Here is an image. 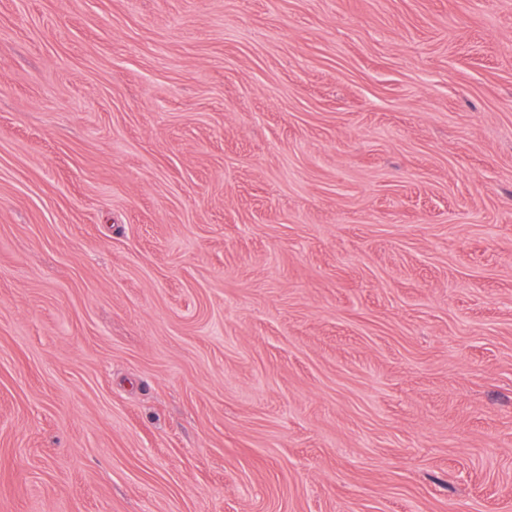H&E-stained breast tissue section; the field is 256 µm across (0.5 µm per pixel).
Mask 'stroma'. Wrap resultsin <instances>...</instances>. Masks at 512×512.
Segmentation results:
<instances>
[{"mask_svg": "<svg viewBox=\"0 0 512 512\" xmlns=\"http://www.w3.org/2000/svg\"><path fill=\"white\" fill-rule=\"evenodd\" d=\"M0 512H512V0H0Z\"/></svg>", "mask_w": 512, "mask_h": 512, "instance_id": "stroma-1", "label": "stroma"}]
</instances>
